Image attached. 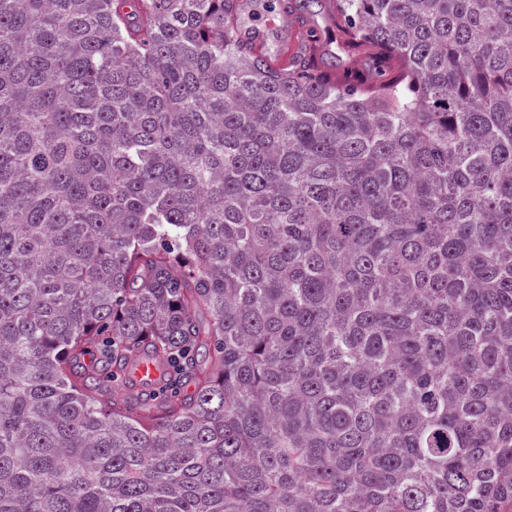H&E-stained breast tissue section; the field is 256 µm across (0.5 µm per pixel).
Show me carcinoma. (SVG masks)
<instances>
[{
  "mask_svg": "<svg viewBox=\"0 0 512 512\" xmlns=\"http://www.w3.org/2000/svg\"><path fill=\"white\" fill-rule=\"evenodd\" d=\"M328 2L0 0V512H512V0ZM271 10L262 11L259 18L249 21V26H266L268 28V37L266 39L267 51L271 55H276L277 58L282 60V63L287 62L288 57L291 53V47L294 48L295 40L297 39L298 28L292 29L290 25L291 16H286L285 25L282 21L283 14H280L277 8L278 2L272 0L269 2ZM260 19V21H257ZM287 45H288V56H287ZM158 374V368L153 362L142 360L127 371L125 377L129 390L135 392L152 385Z\"/></svg>",
  "mask_w": 512,
  "mask_h": 512,
  "instance_id": "1",
  "label": "carcinoma"
}]
</instances>
